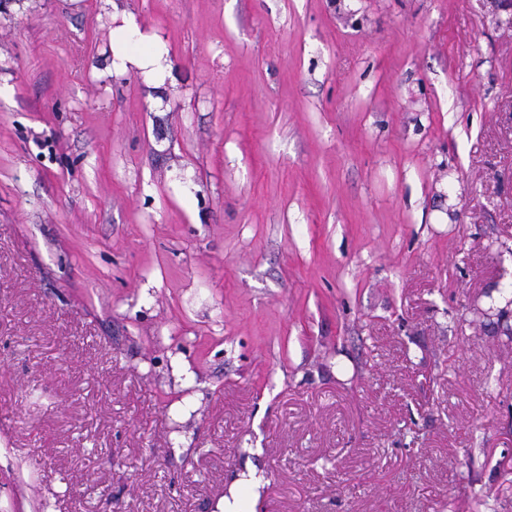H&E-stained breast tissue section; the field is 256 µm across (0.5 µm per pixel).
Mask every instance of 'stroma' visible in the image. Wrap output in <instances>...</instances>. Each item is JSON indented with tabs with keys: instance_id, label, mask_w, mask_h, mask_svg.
<instances>
[{
	"instance_id": "35a3bbf8",
	"label": "stroma",
	"mask_w": 512,
	"mask_h": 512,
	"mask_svg": "<svg viewBox=\"0 0 512 512\" xmlns=\"http://www.w3.org/2000/svg\"><path fill=\"white\" fill-rule=\"evenodd\" d=\"M249 465L255 512H512V0H0V512ZM127 30L139 32L138 29L128 24L112 34V68L128 70L136 68L140 71L148 86L157 88L164 78L165 56L161 50H152L140 54H133L129 50Z\"/></svg>"
}]
</instances>
